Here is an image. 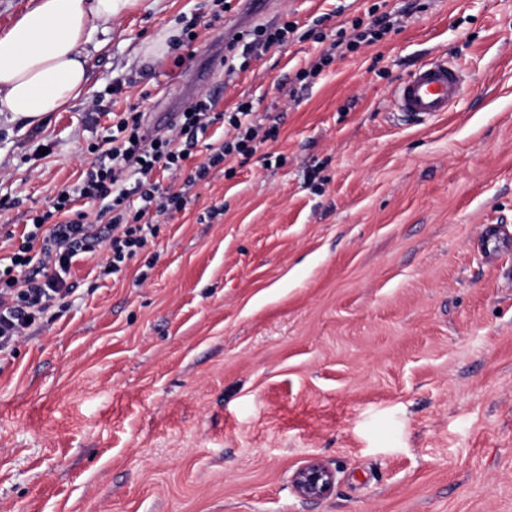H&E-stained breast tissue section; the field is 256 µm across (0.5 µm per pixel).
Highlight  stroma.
Instances as JSON below:
<instances>
[{
    "label": "stroma",
    "mask_w": 512,
    "mask_h": 512,
    "mask_svg": "<svg viewBox=\"0 0 512 512\" xmlns=\"http://www.w3.org/2000/svg\"><path fill=\"white\" fill-rule=\"evenodd\" d=\"M403 22L357 52L307 32ZM214 0H136L96 32L90 91L28 126L0 114L5 226L46 210L88 167L112 113L146 128L202 95L280 118L159 216L123 275L73 264L77 293L0 361V512H512V0H278L240 29L289 21L287 45L233 81ZM200 47L172 61L188 27ZM466 91L426 123L391 107L430 56ZM223 208L208 220L211 207ZM335 475L304 499L310 460ZM377 7L368 12L366 22L362 18H356L351 22V32L348 35L343 28L336 33V39L330 43L319 57L311 64L309 69L303 70L298 76L299 81L318 77L325 68L332 65L335 60L336 49L345 45V49L356 52L362 45H372L381 41L385 35L394 29L391 14L377 15ZM333 479V473L324 464L313 460L295 473L293 486L301 497L314 499L327 493Z\"/></svg>",
    "instance_id": "35a3bbf8"
}]
</instances>
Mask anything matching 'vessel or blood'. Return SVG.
Returning <instances> with one entry per match:
<instances>
[{"instance_id": "1", "label": "vessel or blood", "mask_w": 512, "mask_h": 512, "mask_svg": "<svg viewBox=\"0 0 512 512\" xmlns=\"http://www.w3.org/2000/svg\"><path fill=\"white\" fill-rule=\"evenodd\" d=\"M461 71L441 58L420 63L394 87V108L414 120L436 117L456 103L463 94Z\"/></svg>"}]
</instances>
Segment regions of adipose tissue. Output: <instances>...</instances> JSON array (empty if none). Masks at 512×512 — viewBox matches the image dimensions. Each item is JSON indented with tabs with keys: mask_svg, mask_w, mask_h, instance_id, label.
Returning a JSON list of instances; mask_svg holds the SVG:
<instances>
[{
	"mask_svg": "<svg viewBox=\"0 0 512 512\" xmlns=\"http://www.w3.org/2000/svg\"><path fill=\"white\" fill-rule=\"evenodd\" d=\"M130 2L37 0L0 33V112L36 124L87 94V46Z\"/></svg>",
	"mask_w": 512,
	"mask_h": 512,
	"instance_id": "1",
	"label": "adipose tissue"
}]
</instances>
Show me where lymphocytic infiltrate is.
Listing matches in <instances>:
<instances>
[{"instance_id":"1","label":"lymphocytic infiltrate","mask_w":512,"mask_h":512,"mask_svg":"<svg viewBox=\"0 0 512 512\" xmlns=\"http://www.w3.org/2000/svg\"><path fill=\"white\" fill-rule=\"evenodd\" d=\"M393 28L386 13L352 20L350 30H338L331 47L301 72V79L318 77L330 67L338 47L357 51L381 41ZM294 31V24L285 22L241 32L224 47L226 73L246 69L257 48L284 45ZM218 123L228 130L207 144L208 155L187 177L189 183L206 180L211 169L232 158L250 159L261 143L277 135L276 126L263 125L252 101H240L235 111L224 113L207 96L151 131L144 126L142 112L130 107L117 121L115 134L107 136L104 145L91 147L92 159L80 183L61 189L51 209L31 216L17 249L0 265V355L12 352L33 322L74 294L68 277L80 255L100 252L101 276H119L156 236L155 216L185 209L188 198L177 184L184 162L179 140ZM158 170L166 173L168 184L155 179ZM81 199L106 201L108 224H92L88 213L76 207Z\"/></svg>"}]
</instances>
